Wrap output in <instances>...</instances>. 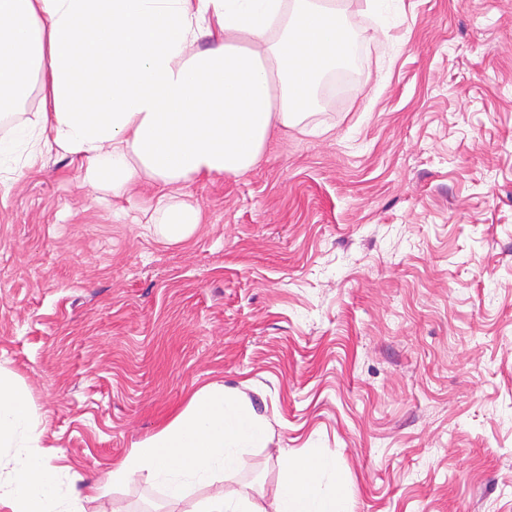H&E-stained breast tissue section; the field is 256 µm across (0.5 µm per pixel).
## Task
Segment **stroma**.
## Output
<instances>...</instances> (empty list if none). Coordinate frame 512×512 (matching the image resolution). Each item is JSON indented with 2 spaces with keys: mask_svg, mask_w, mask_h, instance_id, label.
<instances>
[{
  "mask_svg": "<svg viewBox=\"0 0 512 512\" xmlns=\"http://www.w3.org/2000/svg\"><path fill=\"white\" fill-rule=\"evenodd\" d=\"M359 48L319 134L184 187L187 240L114 213L45 155L0 190V367L39 452L91 481L198 389L244 393L268 444L196 498L333 458L350 512H512V0H336ZM83 512H169L138 477Z\"/></svg>",
  "mask_w": 512,
  "mask_h": 512,
  "instance_id": "obj_1",
  "label": "stroma"
}]
</instances>
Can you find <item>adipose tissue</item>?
<instances>
[{"mask_svg": "<svg viewBox=\"0 0 512 512\" xmlns=\"http://www.w3.org/2000/svg\"><path fill=\"white\" fill-rule=\"evenodd\" d=\"M206 49H198L202 38ZM346 30L311 0H0V58L23 51L30 75L0 68L16 105L41 91L36 119L0 136V186L23 157L82 162V182L129 195L146 179L159 194L142 227L170 241L193 234L198 209L178 197L200 175H239L273 131L310 132L316 89L336 67ZM269 424L241 392L197 390L160 431L132 445L113 483L143 476L171 503L233 474ZM26 393L0 368V447L14 451L0 512H63L55 476L34 453ZM334 460L322 449L284 458L271 508L246 491L213 495L198 512H347Z\"/></svg>", "mask_w": 512, "mask_h": 512, "instance_id": "obj_1", "label": "adipose tissue"}]
</instances>
